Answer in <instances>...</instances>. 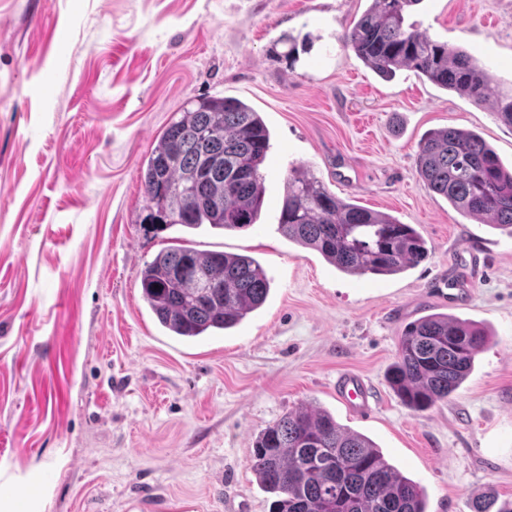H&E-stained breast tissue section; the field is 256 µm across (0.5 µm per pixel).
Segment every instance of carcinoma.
I'll use <instances>...</instances> for the list:
<instances>
[{
    "label": "carcinoma",
    "instance_id": "1",
    "mask_svg": "<svg viewBox=\"0 0 512 512\" xmlns=\"http://www.w3.org/2000/svg\"><path fill=\"white\" fill-rule=\"evenodd\" d=\"M419 0H370L343 36L345 46L379 76L411 69L476 104L492 78L464 49L405 25ZM270 131L238 98L201 97L159 135L140 179L157 231L174 225L242 231L264 201L263 165ZM417 174L459 213L487 219L512 236V169L479 135L454 128L418 144ZM278 230L352 276H389L419 265L426 241L410 224L339 199L310 169L288 171ZM142 296L162 327L192 339L239 325L266 301L260 263L241 254L181 246L159 252L141 271ZM489 337L473 322L432 313L410 323L387 380L409 409L446 402L472 372ZM270 512H427L421 487L390 464L365 435L311 404L289 412L257 436L250 460ZM471 512H512V501L477 499Z\"/></svg>",
    "mask_w": 512,
    "mask_h": 512
}]
</instances>
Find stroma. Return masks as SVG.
Segmentation results:
<instances>
[{"label":"stroma","mask_w":512,"mask_h":512,"mask_svg":"<svg viewBox=\"0 0 512 512\" xmlns=\"http://www.w3.org/2000/svg\"><path fill=\"white\" fill-rule=\"evenodd\" d=\"M369 0H0V512H269L254 442L302 403L372 439L428 512L512 500V236L417 176L420 140L456 128L512 167V127L409 69L379 77L342 42ZM407 21L462 46L512 92V0H420ZM235 97L271 147L244 231L154 232L140 168L190 100ZM415 227L429 257L351 276L278 230L288 170ZM190 238L246 254L270 294L235 328L185 340L140 271ZM464 280L469 300L448 301ZM446 313L490 342L444 403L390 388L405 326ZM360 374L359 417L336 397ZM335 392L336 397L353 413L364 416L370 412L371 389L361 375L353 372L339 375Z\"/></svg>","instance_id":"1"}]
</instances>
